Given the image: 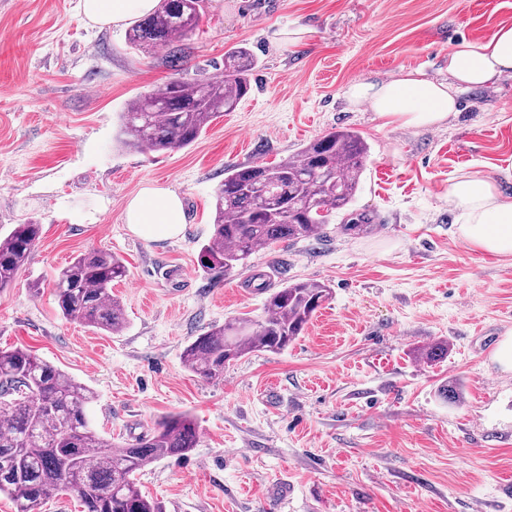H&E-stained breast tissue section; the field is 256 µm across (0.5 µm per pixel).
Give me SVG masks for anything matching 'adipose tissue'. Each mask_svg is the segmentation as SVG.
I'll list each match as a JSON object with an SVG mask.
<instances>
[{"instance_id": "obj_1", "label": "adipose tissue", "mask_w": 512, "mask_h": 512, "mask_svg": "<svg viewBox=\"0 0 512 512\" xmlns=\"http://www.w3.org/2000/svg\"><path fill=\"white\" fill-rule=\"evenodd\" d=\"M158 0H81L84 15L101 26L144 16ZM512 73V25L500 24L486 38L462 41L448 53V80L425 78L418 69H401L398 78L382 83L352 82L346 98L367 107L385 124L427 127L443 123L456 110L458 90L485 87ZM448 196L460 211L457 231L474 250L495 257L512 256V200L502 196L486 174L458 176ZM130 230L147 240L175 236L185 222L180 197L163 188H148L126 206Z\"/></svg>"}]
</instances>
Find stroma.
Returning a JSON list of instances; mask_svg holds the SVG:
<instances>
[{
    "instance_id": "obj_1",
    "label": "stroma",
    "mask_w": 512,
    "mask_h": 512,
    "mask_svg": "<svg viewBox=\"0 0 512 512\" xmlns=\"http://www.w3.org/2000/svg\"><path fill=\"white\" fill-rule=\"evenodd\" d=\"M512 23V0H205L179 70L164 48H132L127 25L99 26L80 0H0V238L35 221L28 264L0 291V349L25 347L90 387L104 438L135 442L166 416L196 421L195 448L137 474L166 512H512V370L495 362L512 333V257L469 248L448 184L479 170L512 199V76L460 91L430 128L384 125L350 107V83L401 69L447 74L461 40ZM299 33L287 44L289 33ZM247 44L252 91L193 144L160 153L116 139L118 116L170 77L220 73ZM369 147L352 206L366 232L331 224L320 240H283L247 269L205 275L225 168L274 164L332 128ZM150 187L176 193L180 235L147 241L125 222ZM106 249L126 327L65 320L58 271ZM273 287L319 282L332 297L285 350L254 351L205 381L184 347L241 314L259 318ZM447 343L438 363L422 350ZM456 383L459 402L442 386Z\"/></svg>"
}]
</instances>
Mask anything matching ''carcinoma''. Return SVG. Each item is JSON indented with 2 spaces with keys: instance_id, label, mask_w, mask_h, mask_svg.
<instances>
[{
  "instance_id": "1",
  "label": "carcinoma",
  "mask_w": 512,
  "mask_h": 512,
  "mask_svg": "<svg viewBox=\"0 0 512 512\" xmlns=\"http://www.w3.org/2000/svg\"><path fill=\"white\" fill-rule=\"evenodd\" d=\"M203 0H159L127 35L140 49H169L175 67L199 25ZM258 66L244 45L224 53V71L204 81L170 78L132 100L121 113L120 142L167 152L194 143L213 118L233 111L251 90ZM369 148L347 128L310 140L276 164L234 166L214 190L213 233L201 245L198 266L226 276L247 265L258 250L290 239H316L336 216L349 211L360 187ZM41 235V225L18 224L0 239V289L14 282ZM127 276L124 263L106 250L81 253L55 280L63 318L111 334L126 326L112 282ZM260 320L238 317L190 342L182 351L189 371L204 380L224 375V366L252 351H281L305 330L332 296L318 282H293L270 290ZM93 391L40 359L31 350L0 349V493L17 512H37L47 498L73 492L82 512H165L145 496L135 474L161 457L183 456L195 446L196 422L166 416L154 432L132 444L104 439L87 409Z\"/></svg>"
}]
</instances>
